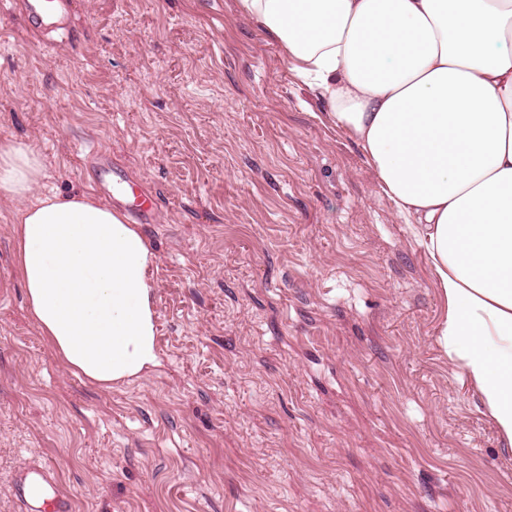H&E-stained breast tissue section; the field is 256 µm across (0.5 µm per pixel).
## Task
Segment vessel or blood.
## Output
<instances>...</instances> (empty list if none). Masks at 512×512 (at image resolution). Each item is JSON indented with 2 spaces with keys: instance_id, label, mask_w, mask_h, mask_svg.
<instances>
[{
  "instance_id": "vessel-or-blood-1",
  "label": "vessel or blood",
  "mask_w": 512,
  "mask_h": 512,
  "mask_svg": "<svg viewBox=\"0 0 512 512\" xmlns=\"http://www.w3.org/2000/svg\"><path fill=\"white\" fill-rule=\"evenodd\" d=\"M20 9L31 30L69 31L74 27L75 0H21ZM98 183L135 219H149L157 207V198L151 191L125 185L121 176L114 174L111 162L100 164ZM14 491L27 512H74L72 498L61 489L50 466L20 467L15 475Z\"/></svg>"
}]
</instances>
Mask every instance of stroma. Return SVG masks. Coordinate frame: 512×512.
Instances as JSON below:
<instances>
[{"label": "stroma", "mask_w": 512, "mask_h": 512, "mask_svg": "<svg viewBox=\"0 0 512 512\" xmlns=\"http://www.w3.org/2000/svg\"><path fill=\"white\" fill-rule=\"evenodd\" d=\"M36 39L0 0V142L39 193L88 146L158 196L161 367L102 389L26 305L0 199V512L49 463L75 512H512V451L440 352L422 249L239 0H81Z\"/></svg>", "instance_id": "35a3bbf8"}]
</instances>
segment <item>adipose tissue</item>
<instances>
[{
  "label": "adipose tissue",
  "instance_id": "1",
  "mask_svg": "<svg viewBox=\"0 0 512 512\" xmlns=\"http://www.w3.org/2000/svg\"><path fill=\"white\" fill-rule=\"evenodd\" d=\"M330 104L424 247L436 343L512 447V0H239ZM38 152L0 143L16 264L52 352L102 388L160 364L155 257L90 195L38 194Z\"/></svg>",
  "mask_w": 512,
  "mask_h": 512
}]
</instances>
